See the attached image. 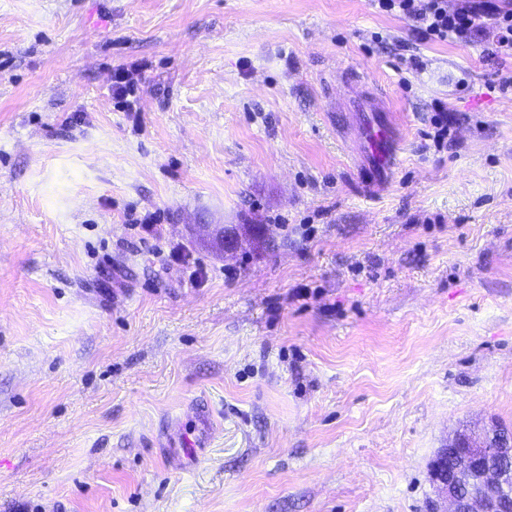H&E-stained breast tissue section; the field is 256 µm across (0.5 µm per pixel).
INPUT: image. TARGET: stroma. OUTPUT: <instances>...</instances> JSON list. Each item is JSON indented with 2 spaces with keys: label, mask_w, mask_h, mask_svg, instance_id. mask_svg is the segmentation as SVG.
<instances>
[{
  "label": "stroma",
  "mask_w": 512,
  "mask_h": 512,
  "mask_svg": "<svg viewBox=\"0 0 512 512\" xmlns=\"http://www.w3.org/2000/svg\"><path fill=\"white\" fill-rule=\"evenodd\" d=\"M511 71L373 0H0V512H428L512 425ZM356 91L343 103L348 112L347 134L354 147L366 186L385 184L398 160L395 120L383 96L368 82L355 81ZM435 115L432 117V124L434 126L433 141L437 147L448 146V143L453 142L451 137L450 128L451 122L448 120V108L442 102H438L434 107Z\"/></svg>",
  "instance_id": "1"
}]
</instances>
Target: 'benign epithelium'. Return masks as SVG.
Masks as SVG:
<instances>
[{
    "mask_svg": "<svg viewBox=\"0 0 512 512\" xmlns=\"http://www.w3.org/2000/svg\"><path fill=\"white\" fill-rule=\"evenodd\" d=\"M497 440V431L491 425L480 432L454 433L445 452L463 455L465 464L450 471L444 469L442 460L434 465L436 499L432 502V512H498L502 493L494 470L486 471L479 480L473 478L485 449L494 446Z\"/></svg>",
    "mask_w": 512,
    "mask_h": 512,
    "instance_id": "benign-epithelium-1",
    "label": "benign epithelium"
}]
</instances>
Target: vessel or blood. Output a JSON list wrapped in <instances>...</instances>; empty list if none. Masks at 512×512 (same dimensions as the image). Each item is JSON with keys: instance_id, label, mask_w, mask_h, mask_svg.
Masks as SVG:
<instances>
[{"instance_id": "vessel-or-blood-1", "label": "vessel or blood", "mask_w": 512, "mask_h": 512, "mask_svg": "<svg viewBox=\"0 0 512 512\" xmlns=\"http://www.w3.org/2000/svg\"><path fill=\"white\" fill-rule=\"evenodd\" d=\"M348 114L347 134L368 188L385 184L398 160L395 120L382 95L359 80L343 103Z\"/></svg>"}]
</instances>
